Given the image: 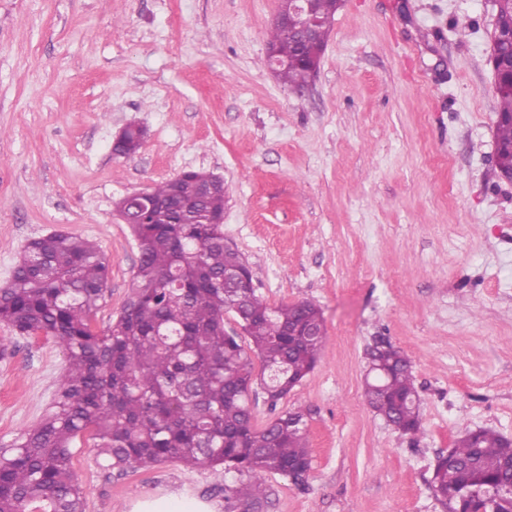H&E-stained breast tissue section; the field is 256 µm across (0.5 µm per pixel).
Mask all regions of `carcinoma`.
Returning a JSON list of instances; mask_svg holds the SVG:
<instances>
[{"instance_id":"1","label":"carcinoma","mask_w":512,"mask_h":512,"mask_svg":"<svg viewBox=\"0 0 512 512\" xmlns=\"http://www.w3.org/2000/svg\"><path fill=\"white\" fill-rule=\"evenodd\" d=\"M340 0H316L329 31ZM269 48L288 88L314 77L316 44L293 40L274 26ZM497 112L512 113V85L496 89ZM131 132L113 151L141 148ZM169 208L153 223L128 224L139 252L131 294L102 330L95 318L108 277L104 254L68 233L30 240L11 280L0 287V323L24 335L42 333L62 348L66 364L50 410L8 447L0 448V512H83V489L71 466V442L87 433L102 466L123 470L178 460L195 468L235 473L237 498L265 496L274 472L298 485L311 468L307 420L298 408L258 428L250 392L261 386L271 404L285 397L315 366L326 331L310 301L270 306L253 288L224 282L247 264L224 246L226 189L213 174L192 171L153 189ZM232 313L250 337L245 347L224 331ZM261 364L254 374V360ZM363 392L368 406L403 435L421 427L413 364L378 341L365 352ZM435 496L451 512H512V441L489 430L466 432L432 473Z\"/></svg>"}]
</instances>
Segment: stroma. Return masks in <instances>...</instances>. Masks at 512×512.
I'll list each match as a JSON object with an SVG mask.
<instances>
[{
  "mask_svg": "<svg viewBox=\"0 0 512 512\" xmlns=\"http://www.w3.org/2000/svg\"><path fill=\"white\" fill-rule=\"evenodd\" d=\"M280 0H0V285L33 238L95 242L110 266L96 325L128 299L139 252L115 203L188 170L220 175L224 239L269 305L311 301L329 339L256 426L308 410L305 485L271 473L261 504L235 474L169 460L71 464L84 512L174 493L220 512H448L438 456L466 431L512 439V182L494 161L492 0H344L315 79L267 61ZM136 155L112 153L128 123ZM0 446L40 422L65 365L49 337L0 324ZM407 354L416 436L363 395L365 350Z\"/></svg>",
  "mask_w": 512,
  "mask_h": 512,
  "instance_id": "stroma-1",
  "label": "stroma"
}]
</instances>
